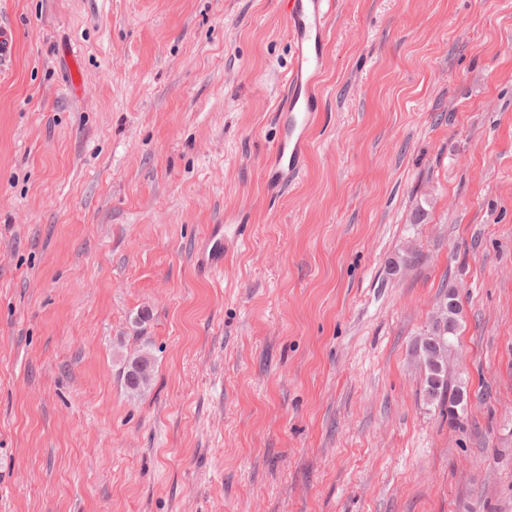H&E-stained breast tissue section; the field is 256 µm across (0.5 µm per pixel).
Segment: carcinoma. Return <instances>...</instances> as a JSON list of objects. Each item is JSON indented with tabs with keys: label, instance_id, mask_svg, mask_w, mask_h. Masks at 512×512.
I'll return each mask as SVG.
<instances>
[{
	"label": "carcinoma",
	"instance_id": "cac0c4a2",
	"mask_svg": "<svg viewBox=\"0 0 512 512\" xmlns=\"http://www.w3.org/2000/svg\"><path fill=\"white\" fill-rule=\"evenodd\" d=\"M460 306L456 291L446 292L430 326L412 348V355L424 371L425 396L440 408H448V416H455V407L462 404L464 390L460 383L448 377V354L452 338L459 330ZM153 371L152 357L141 354L124 370V384L129 392L140 393L149 383Z\"/></svg>",
	"mask_w": 512,
	"mask_h": 512
}]
</instances>
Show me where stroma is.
Segmentation results:
<instances>
[{"label": "stroma", "instance_id": "1", "mask_svg": "<svg viewBox=\"0 0 512 512\" xmlns=\"http://www.w3.org/2000/svg\"><path fill=\"white\" fill-rule=\"evenodd\" d=\"M335 2L273 197L280 0H0V512H512V0ZM211 224L197 240L194 248L195 265L200 272L215 281L224 278V257L229 243L233 245L244 242L243 234L235 232L234 236L226 234V228L232 224ZM460 306L455 290L446 292L430 326L412 348V355L424 371L425 396L440 408L448 403V416H455L454 408L464 400L460 382L455 384L448 377V354L452 338L459 330ZM152 357L141 354L134 358L124 370L125 387L132 394L140 393L149 383L153 371Z\"/></svg>", "mask_w": 512, "mask_h": 512}]
</instances>
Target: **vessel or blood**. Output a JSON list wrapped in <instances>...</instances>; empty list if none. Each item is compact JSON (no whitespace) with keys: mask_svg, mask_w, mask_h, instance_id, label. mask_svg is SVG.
Here are the masks:
<instances>
[{"mask_svg":"<svg viewBox=\"0 0 512 512\" xmlns=\"http://www.w3.org/2000/svg\"><path fill=\"white\" fill-rule=\"evenodd\" d=\"M332 2L283 0L294 53L275 110L278 142L264 164L266 185L274 194L297 180L306 167L310 131L320 116L318 85L324 71ZM243 241L242 233L230 236L225 225H209L194 248L196 267L213 280H223L224 258L229 245Z\"/></svg>","mask_w":512,"mask_h":512,"instance_id":"vessel-or-blood-1","label":"vessel or blood"}]
</instances>
